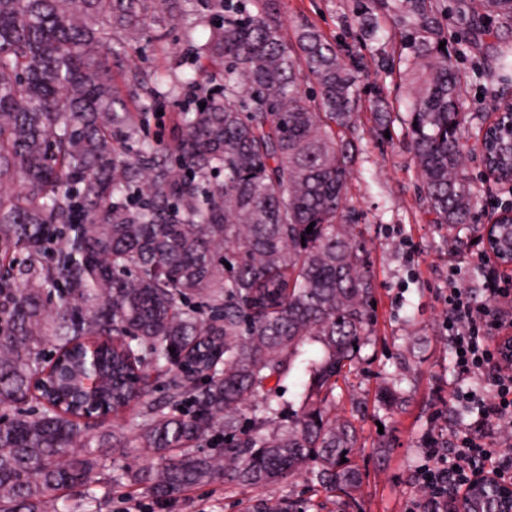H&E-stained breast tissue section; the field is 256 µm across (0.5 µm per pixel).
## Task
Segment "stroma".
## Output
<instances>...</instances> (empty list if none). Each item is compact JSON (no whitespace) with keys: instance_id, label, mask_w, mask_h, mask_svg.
I'll use <instances>...</instances> for the list:
<instances>
[{"instance_id":"stroma-1","label":"stroma","mask_w":512,"mask_h":512,"mask_svg":"<svg viewBox=\"0 0 512 512\" xmlns=\"http://www.w3.org/2000/svg\"><path fill=\"white\" fill-rule=\"evenodd\" d=\"M278 8L286 39L294 38L299 25L309 24L353 55L362 93V105L343 131L360 147L345 211L355 215L354 232L368 252L375 308L370 343L340 381L332 407L333 414L351 420L362 436V447L348 456L349 465L361 473V487L352 497L341 498L304 471L273 488L248 493L218 478L159 502L128 484H111L99 487L97 495L106 504H91V512H256L266 502L299 507L309 500L321 504V512H409L422 495L416 476L426 463L430 442L448 448L466 435L499 447L512 442L478 412H470L462 422L456 418L455 390L488 394L490 376L460 375L445 326L444 303L453 281L471 291L476 307L499 309L498 299L485 284L502 278L507 269L489 257L480 237L483 225L512 203V192L487 175L474 140H464V174L476 198L469 229L459 232L432 223L403 121L410 86L401 61L413 50L404 42L396 17L379 16L386 35L376 39L363 25L362 0H278ZM437 10L448 49L458 59L466 125L489 124L494 118V91L480 76L484 59L469 47L466 24L453 0H439ZM135 55L149 74L170 68L196 70L178 30L141 42ZM219 81V76L202 75L178 95L155 101L149 115L151 134L171 140L182 112L193 108ZM378 96L391 115L385 127L373 106ZM389 383L403 390L402 406L391 407L384 401L382 388Z\"/></svg>"}]
</instances>
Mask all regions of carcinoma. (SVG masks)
Returning <instances> with one entry per match:
<instances>
[{
  "mask_svg": "<svg viewBox=\"0 0 512 512\" xmlns=\"http://www.w3.org/2000/svg\"><path fill=\"white\" fill-rule=\"evenodd\" d=\"M250 2L0 0V512H58L63 490L85 512L96 474L159 501L219 475L266 489L308 469L345 496L360 485L341 462L358 432L328 410L373 312L367 251L340 215L357 147L336 130L361 107L356 70L312 27L285 42L276 0ZM370 3L399 14L414 49L405 125L427 212L463 227L465 119L435 0ZM456 4L491 58L483 76L512 98V40L487 24L512 25V0ZM152 29L182 30L223 75L163 146L140 136L143 112L112 77ZM195 81L171 69L152 94ZM88 342L112 369V414L138 406L110 432L33 384L52 369L47 344L66 357ZM153 372L159 399L137 383ZM293 374L305 381L284 415ZM260 395L264 417L245 428L239 411ZM104 448L157 462L119 469Z\"/></svg>",
  "mask_w": 512,
  "mask_h": 512,
  "instance_id": "1",
  "label": "carcinoma"
}]
</instances>
